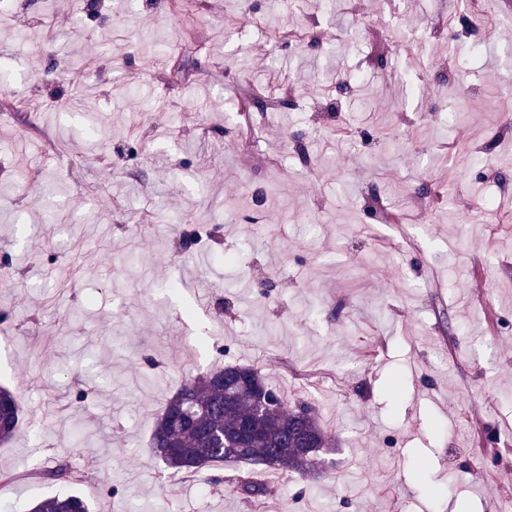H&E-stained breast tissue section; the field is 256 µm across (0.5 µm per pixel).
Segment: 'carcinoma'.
<instances>
[{
    "label": "carcinoma",
    "mask_w": 512,
    "mask_h": 512,
    "mask_svg": "<svg viewBox=\"0 0 512 512\" xmlns=\"http://www.w3.org/2000/svg\"><path fill=\"white\" fill-rule=\"evenodd\" d=\"M22 423L17 395L0 387V445L10 443ZM329 447L316 406L307 399L288 401L261 372L244 364L216 367L189 378L167 398L157 417L150 448L171 474L201 473L223 463H244L319 477V452ZM45 481L79 484L84 472L68 457L39 472ZM250 502L272 493L255 472L239 470L225 478ZM94 512L78 493L40 498L29 512Z\"/></svg>",
    "instance_id": "cac0c4a2"
}]
</instances>
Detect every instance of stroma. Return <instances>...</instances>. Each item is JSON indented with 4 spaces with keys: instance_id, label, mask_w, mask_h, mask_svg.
<instances>
[{
    "instance_id": "1",
    "label": "stroma",
    "mask_w": 512,
    "mask_h": 512,
    "mask_svg": "<svg viewBox=\"0 0 512 512\" xmlns=\"http://www.w3.org/2000/svg\"><path fill=\"white\" fill-rule=\"evenodd\" d=\"M31 2L0 13V386L23 407L0 512L73 491L112 512H488L512 495V199L471 219L490 191L455 164L505 131L498 0L478 56L448 37L461 0ZM311 25L340 38L288 41ZM448 65L467 101L437 94ZM374 183L389 222L364 221ZM199 224L218 242L178 254ZM218 361L308 395L332 441L321 482L270 472L272 498L248 503L164 474L157 415ZM60 456L81 484L39 478Z\"/></svg>"
}]
</instances>
